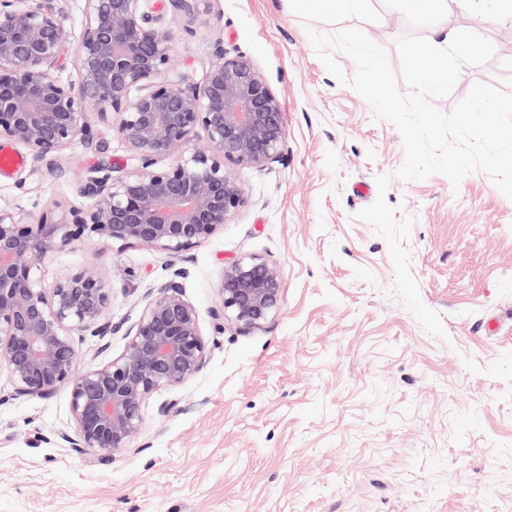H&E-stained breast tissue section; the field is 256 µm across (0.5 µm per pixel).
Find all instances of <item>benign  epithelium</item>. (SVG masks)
Returning a JSON list of instances; mask_svg holds the SVG:
<instances>
[{"mask_svg":"<svg viewBox=\"0 0 512 512\" xmlns=\"http://www.w3.org/2000/svg\"><path fill=\"white\" fill-rule=\"evenodd\" d=\"M147 0H85L79 43L81 79L67 85L53 73L66 47L53 0H0V138L34 159L64 153L84 132L93 106L132 152L133 168L96 169L85 191L93 204L68 223L22 222L0 207V369L10 397L71 392L74 431L57 443L106 461L131 448L149 397L201 372L206 343L196 307L177 268L156 288L131 324L112 322L108 283L84 268L44 282L53 250L84 235L178 257L224 228L244 204L238 171L280 161L287 141L282 105L265 75L223 45L202 83L162 79L170 36L156 27ZM206 146L188 149L197 131ZM168 159L163 168L158 158ZM214 318L243 329L276 315L283 299L279 266L252 257L224 266ZM98 338V353L120 333L123 351L81 369L74 333Z\"/></svg>","mask_w":512,"mask_h":512,"instance_id":"1","label":"benign epithelium"}]
</instances>
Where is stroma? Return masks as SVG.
Masks as SVG:
<instances>
[{"mask_svg": "<svg viewBox=\"0 0 512 512\" xmlns=\"http://www.w3.org/2000/svg\"><path fill=\"white\" fill-rule=\"evenodd\" d=\"M434 19L360 0L330 12L294 0H200L195 13L159 0L171 37L165 79L202 80L216 43L244 54L278 96L288 137L282 161L243 170L244 206L223 231L182 256L79 237L48 254L46 282L93 268L112 291L113 321H134L174 268L188 271L206 364L145 404L131 449L98 462L62 447L74 422L70 390L0 404V512H512V200L484 173L460 186L435 174L403 182L395 126L378 121L347 80L356 66L336 53L339 82L308 33L358 27L395 53L405 32L433 26L489 40L512 33L506 0H447ZM66 51L54 73L80 80L76 52L84 0H55ZM498 60L467 65L450 112L471 86L512 92ZM65 156L0 175V206L25 221L68 222L93 198L84 190L100 163L124 166L126 144L96 110ZM391 175L386 198L413 218L406 243L420 295L446 338L427 334L393 292L389 248L357 219ZM366 185L367 195L355 192ZM276 262L284 295L266 324H217L225 264ZM181 409L158 419L162 401Z\"/></svg>", "mask_w": 512, "mask_h": 512, "instance_id": "35a3bbf8", "label": "stroma"}]
</instances>
